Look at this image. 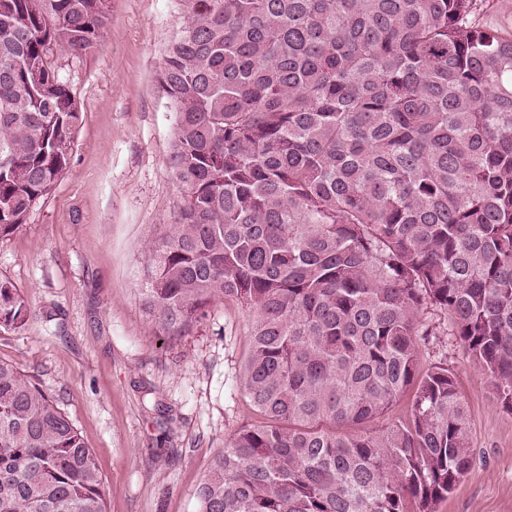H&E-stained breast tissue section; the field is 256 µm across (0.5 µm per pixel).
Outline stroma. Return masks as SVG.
<instances>
[{
    "label": "stroma",
    "mask_w": 512,
    "mask_h": 512,
    "mask_svg": "<svg viewBox=\"0 0 512 512\" xmlns=\"http://www.w3.org/2000/svg\"><path fill=\"white\" fill-rule=\"evenodd\" d=\"M182 0H112L99 44L53 66L82 113L70 162L24 228L0 240V274L33 313L0 334V359L36 376L95 456L107 512H198L216 452L257 422L241 385L249 318L213 302L181 336H159L140 298L145 245L182 194L167 163L175 114L158 76L184 26ZM422 365L447 359L469 408L473 465L437 512H512V413L428 313Z\"/></svg>",
    "instance_id": "stroma-1"
}]
</instances>
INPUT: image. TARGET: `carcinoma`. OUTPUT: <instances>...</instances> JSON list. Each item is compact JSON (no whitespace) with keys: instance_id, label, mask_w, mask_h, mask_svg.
I'll return each instance as SVG.
<instances>
[{"instance_id":"1","label":"carcinoma","mask_w":512,"mask_h":512,"mask_svg":"<svg viewBox=\"0 0 512 512\" xmlns=\"http://www.w3.org/2000/svg\"><path fill=\"white\" fill-rule=\"evenodd\" d=\"M159 84L175 112V223L146 244L161 336L215 299L251 317L256 423L199 483V512H436L472 464L423 316L512 413V34L477 0H183ZM112 0H0V239L70 161L81 112L52 65L103 38ZM32 317L0 275V333ZM410 412L363 426L404 394ZM0 512H105L93 452L0 360Z\"/></svg>"}]
</instances>
